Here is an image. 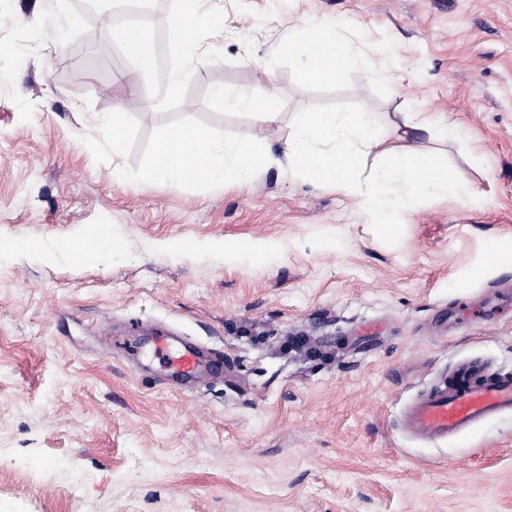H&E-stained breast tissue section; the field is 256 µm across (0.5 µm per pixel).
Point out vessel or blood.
Wrapping results in <instances>:
<instances>
[{
    "label": "vessel or blood",
    "instance_id": "b4317fda",
    "mask_svg": "<svg viewBox=\"0 0 512 512\" xmlns=\"http://www.w3.org/2000/svg\"><path fill=\"white\" fill-rule=\"evenodd\" d=\"M155 352L167 370L188 379L200 370L197 352L173 337L157 339ZM512 410V377L485 375L476 363L461 366L452 385H438L416 398L401 425L410 436L428 442L468 431L477 423Z\"/></svg>",
    "mask_w": 512,
    "mask_h": 512
}]
</instances>
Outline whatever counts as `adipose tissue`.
<instances>
[{"label": "adipose tissue", "mask_w": 512, "mask_h": 512, "mask_svg": "<svg viewBox=\"0 0 512 512\" xmlns=\"http://www.w3.org/2000/svg\"><path fill=\"white\" fill-rule=\"evenodd\" d=\"M210 0H177L167 31L171 54L178 66L169 70L163 90L142 88L133 99L135 106L156 107L189 78L204 54L196 41L200 28H215L221 19ZM285 54L306 57L300 74L302 84L333 83L360 64L357 53L338 38L334 26L316 19L295 24L286 42ZM272 83L250 91L217 90L225 107L249 112L260 120H273ZM284 152L288 173L307 172L328 182L336 192L355 196L359 206L385 227L396 224L398 216L412 204L429 196H446L472 201L476 189L460 179L439 154L420 157L415 134L429 128L426 120L411 112L400 113L388 133H381L370 113L299 112ZM381 161L378 172L366 179L356 177L368 157ZM268 154L243 141L215 138L203 127H169L159 139L150 166L138 181L142 184L210 183L248 187L268 165Z\"/></svg>", "instance_id": "adipose-tissue-1"}]
</instances>
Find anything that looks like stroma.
I'll list each match as a JSON object with an SVG mask.
<instances>
[{
  "mask_svg": "<svg viewBox=\"0 0 512 512\" xmlns=\"http://www.w3.org/2000/svg\"><path fill=\"white\" fill-rule=\"evenodd\" d=\"M213 4L223 31L197 32L207 61L156 112L129 104L141 76L111 0H0V512H512V413L439 442L401 425L461 362L512 373V0ZM305 16L359 67L300 86L279 48ZM268 75L274 121L213 96ZM124 104L116 153L104 121ZM304 111L446 113L462 137L418 149L483 204L426 197L372 223L279 166ZM172 125L274 162L243 189L113 183ZM104 225L111 259H66ZM170 329L223 352V374L169 380L150 338Z\"/></svg>",
  "mask_w": 512,
  "mask_h": 512,
  "instance_id": "obj_1",
  "label": "stroma"
}]
</instances>
